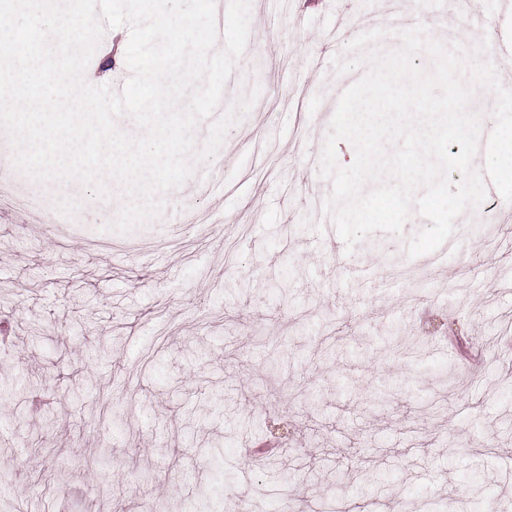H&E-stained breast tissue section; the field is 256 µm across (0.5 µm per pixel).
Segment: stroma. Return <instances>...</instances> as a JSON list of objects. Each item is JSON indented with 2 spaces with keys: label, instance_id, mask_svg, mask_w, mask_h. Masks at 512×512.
<instances>
[{
  "label": "stroma",
  "instance_id": "1",
  "mask_svg": "<svg viewBox=\"0 0 512 512\" xmlns=\"http://www.w3.org/2000/svg\"><path fill=\"white\" fill-rule=\"evenodd\" d=\"M331 15L281 18L262 0L226 83L231 104L260 94L226 135L234 164L221 197L207 174L169 191L164 222L105 230L120 200H96L81 224L52 217V194L14 169L0 139V181L37 196L31 214L0 213V320L15 329L0 356V512H369L459 503L485 512L512 468V223L489 237L456 220L444 268L418 283L401 235L378 232L353 252L304 220L335 111L336 73L322 32ZM464 326L479 364L461 367L443 331ZM111 342L108 354L99 345ZM418 342L411 360L403 345ZM51 395L49 425L28 406ZM285 425L278 468L245 443ZM222 437L221 448L209 440ZM486 495L468 497L472 481ZM210 489L198 500L197 485Z\"/></svg>",
  "mask_w": 512,
  "mask_h": 512
}]
</instances>
